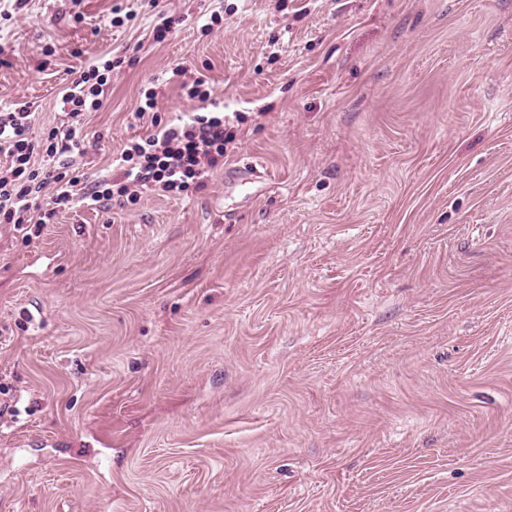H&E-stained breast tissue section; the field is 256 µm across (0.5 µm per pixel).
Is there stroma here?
Instances as JSON below:
<instances>
[{"instance_id":"obj_1","label":"stroma","mask_w":512,"mask_h":512,"mask_svg":"<svg viewBox=\"0 0 512 512\" xmlns=\"http://www.w3.org/2000/svg\"><path fill=\"white\" fill-rule=\"evenodd\" d=\"M116 2L0 0V105L124 57L92 172L175 68L244 121L202 192L0 224V512H512V0Z\"/></svg>"}]
</instances>
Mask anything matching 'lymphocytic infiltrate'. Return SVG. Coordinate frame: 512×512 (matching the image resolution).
<instances>
[{
    "instance_id": "obj_1",
    "label": "lymphocytic infiltrate",
    "mask_w": 512,
    "mask_h": 512,
    "mask_svg": "<svg viewBox=\"0 0 512 512\" xmlns=\"http://www.w3.org/2000/svg\"><path fill=\"white\" fill-rule=\"evenodd\" d=\"M117 59L94 63L70 81L59 100L67 120L34 137L28 103L0 108V223L13 225L23 240L31 230L55 223L77 207H100L121 198L134 203L142 193L184 196L204 191L211 172L224 166L236 135L214 98L205 75L176 69L184 96L197 101L194 111L161 121L153 132L128 141L116 172L89 174L78 160L87 152L83 132L87 113L100 110Z\"/></svg>"
}]
</instances>
